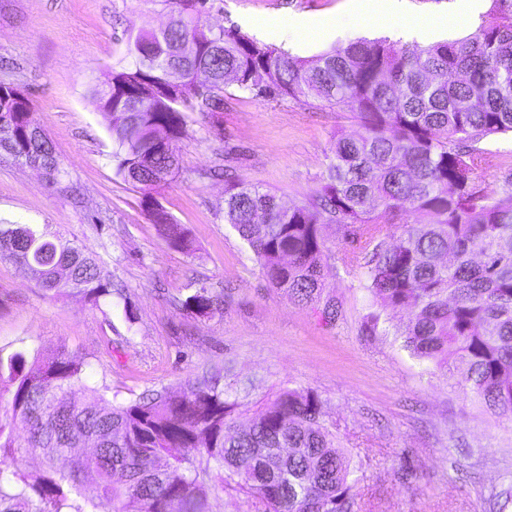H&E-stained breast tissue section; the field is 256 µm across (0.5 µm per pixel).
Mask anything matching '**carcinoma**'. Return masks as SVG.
I'll return each mask as SVG.
<instances>
[{"mask_svg": "<svg viewBox=\"0 0 512 512\" xmlns=\"http://www.w3.org/2000/svg\"><path fill=\"white\" fill-rule=\"evenodd\" d=\"M169 21L125 40L93 96L108 119L117 174L144 192L145 211L166 242L190 250L180 225L153 197L178 170L171 142L193 112L224 110L233 83L269 101L313 97L347 107L363 132L338 137L324 184L304 203L234 183L224 223L246 242L273 288L340 319L321 300L331 259L323 228L336 225L360 252L373 304L405 310V347L439 370L463 368L471 392L512 419V183L486 193L479 180L497 155L476 144L512 134V0H490L475 33L427 45L358 38L311 57L294 56L241 32L211 28L208 0H163ZM462 72L466 80H448ZM0 125L13 133L0 151L36 162L58 184L65 170L28 99L6 89ZM0 258L25 266L56 296L94 306L120 292L101 257L49 224H0ZM180 309L209 316L221 296L202 286ZM209 367L126 402L108 387L72 386L84 364L61 350L0 354V512H212L211 495L232 490L264 512H354L352 460L336 447L324 402L285 390L239 427L250 391ZM89 446L91 451L77 449ZM42 459L26 471L19 461ZM93 477V486L86 478Z\"/></svg>", "mask_w": 512, "mask_h": 512, "instance_id": "carcinoma-1", "label": "carcinoma"}]
</instances>
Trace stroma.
Here are the masks:
<instances>
[{"label":"stroma","instance_id":"stroma-1","mask_svg":"<svg viewBox=\"0 0 512 512\" xmlns=\"http://www.w3.org/2000/svg\"><path fill=\"white\" fill-rule=\"evenodd\" d=\"M359 0H210V20L258 37L266 22L292 19L278 45L307 57L363 36ZM381 21L433 39L475 32L479 18L458 21L463 0H383ZM163 0H0V81L29 98L34 117L68 175L0 154V221L49 224L105 259L123 297L95 307L79 296H46L21 265L0 260V350H65L85 363L88 383L116 400L176 387L207 363L229 366V381L271 404L284 389H311L325 402L336 444L362 468L356 512H493V496L512 486V421L479 403L456 372L411 356L391 312L368 330L370 299L356 265L330 261L325 291L342 308L333 324L271 288L248 245L224 222L229 184L205 178L233 171L283 205L320 189L335 134H358L347 110L313 98L268 101L230 87L223 111L194 113L172 147L178 174L156 198L192 240L167 245L142 204L141 191L116 173L107 120L91 94L102 70L122 56L128 33L160 28ZM496 152L481 186L512 180V136L481 143ZM207 287L223 293L211 317L170 304ZM136 321L127 324L126 312Z\"/></svg>","mask_w":512,"mask_h":512}]
</instances>
